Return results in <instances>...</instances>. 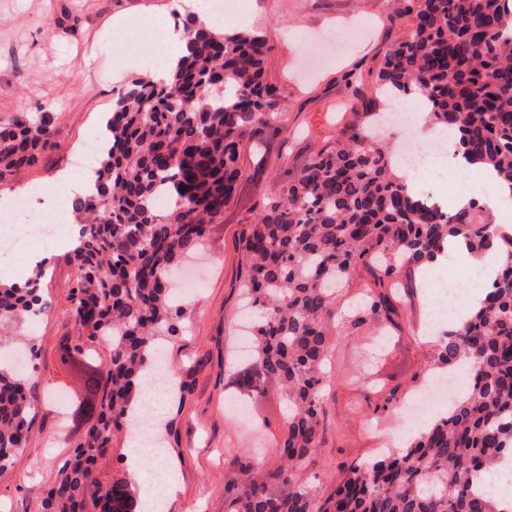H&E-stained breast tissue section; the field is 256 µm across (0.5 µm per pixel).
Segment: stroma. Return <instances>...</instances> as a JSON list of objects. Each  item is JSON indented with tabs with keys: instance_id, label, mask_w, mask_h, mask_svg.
<instances>
[{
	"instance_id": "1",
	"label": "stroma",
	"mask_w": 512,
	"mask_h": 512,
	"mask_svg": "<svg viewBox=\"0 0 512 512\" xmlns=\"http://www.w3.org/2000/svg\"><path fill=\"white\" fill-rule=\"evenodd\" d=\"M254 15L252 27L271 48L266 82L279 94L285 136L245 139L239 164L243 177L224 211L210 225L201 250L184 265L196 286L183 299V336L165 349L167 368L191 382L183 399L174 400L161 420H173L167 453L174 459L177 488L165 512H224V486L242 466L272 471L283 431L285 404L278 386L267 385L250 399L245 419L232 413L230 380L242 358L235 340L241 255L238 238L264 200L288 178L297 176L321 148L335 145L355 120L350 71L368 73L391 44L406 39L411 22L393 15L392 0H240ZM151 11L174 17L173 0H0V125L20 115L48 112L57 129V145L40 165L0 184V194L27 183L50 186L57 173L70 169V148L100 132L120 90L141 71L133 51L147 53L146 40L125 45V65L108 53L116 17ZM62 19L49 29L46 16ZM49 270L41 294L51 300L45 313L7 328L10 336L36 329L35 352L26 356L27 372L39 397L27 444L12 465L0 471V512H39L44 493L66 458L69 439L88 420L61 424L56 393L81 391L75 370L58 361L60 336L74 334L66 310L75 283L74 268L62 248L33 244ZM427 290L415 288L399 304V330L382 352L359 355L371 343L375 326H353L333 316L326 329L332 345L323 383L321 419L324 440L315 461L300 475L303 485L324 492L343 476L344 466L368 463L383 452H397L403 430L400 405L421 388L420 376L434 367L435 348L422 336ZM396 402L380 410L388 394Z\"/></svg>"
}]
</instances>
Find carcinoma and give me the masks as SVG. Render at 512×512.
<instances>
[{"label":"carcinoma","mask_w":512,"mask_h":512,"mask_svg":"<svg viewBox=\"0 0 512 512\" xmlns=\"http://www.w3.org/2000/svg\"><path fill=\"white\" fill-rule=\"evenodd\" d=\"M407 38L390 46L375 73V96L348 85L367 125L311 157L283 183L239 238V288L255 313V350L241 390L281 385L288 403L279 465L267 480L243 468L225 488L224 512H503L474 489L472 475L512 453V234L497 230L486 206L441 210L396 174L393 152L371 135L381 91L420 100L434 122L458 134L470 164L489 168L512 190V0H397ZM184 54L165 79L122 88L99 152L95 191L78 200V243L68 316L77 329L59 341L61 362L90 355L89 405L98 414L73 442L40 512H147L126 473L100 469L130 407L154 369L157 351L178 332L170 277L224 219L242 177L239 147L282 131L278 101L264 82L269 50L256 31L215 34L190 15ZM56 131L44 113L0 129V181L39 165ZM462 237L476 253L508 263L481 306L442 332L438 363L463 369L470 384L425 432L396 455L352 463L336 488L317 493L297 482L321 446L322 380L329 356L325 318L338 288L366 268L380 291L353 309V324L394 323L390 288L414 287L411 272ZM0 285V325L38 315L49 302L38 278ZM38 396L30 380L0 366V470L27 441Z\"/></svg>","instance_id":"obj_1"}]
</instances>
